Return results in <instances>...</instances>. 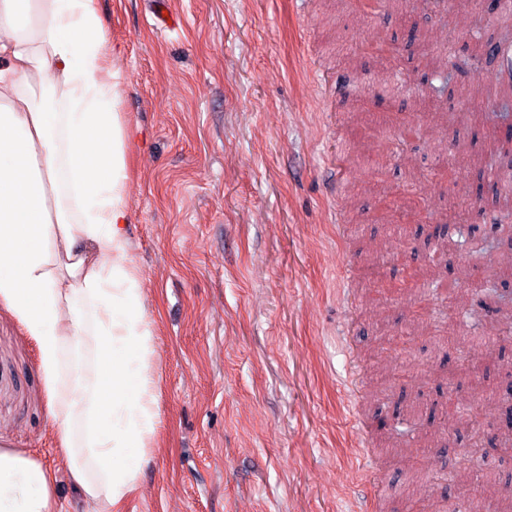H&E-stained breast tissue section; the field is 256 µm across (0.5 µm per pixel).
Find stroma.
I'll list each match as a JSON object with an SVG mask.
<instances>
[{"label":"stroma","mask_w":512,"mask_h":512,"mask_svg":"<svg viewBox=\"0 0 512 512\" xmlns=\"http://www.w3.org/2000/svg\"><path fill=\"white\" fill-rule=\"evenodd\" d=\"M175 29L154 27V0H97L124 93L120 110L134 128L126 151L128 232L142 272L143 304L157 352L156 445L123 512H360L363 487L385 512H409L410 473L390 464L374 437L440 425L476 396L498 397L485 413V443L450 436L457 466L474 477L492 471L512 495V460L493 433L512 409L503 367L463 373L454 386L438 379L459 360L483 357L477 336L493 326L477 305L463 308L470 337L434 349L413 341L391 351L381 335L408 327L409 302L389 299L386 327L357 310L369 281L357 254L376 234L398 232L402 260H389L385 279L404 265L427 262L444 213L468 205V225L489 254L512 246L480 172L421 180L419 223L392 227L372 221L361 188L368 167L346 152L356 116L352 96L337 95L345 56L381 35L405 44L409 28L382 0L373 9L331 8L329 0H163ZM430 44L464 63L469 82H488L497 61L475 52L512 37V17L471 0L460 12L411 8ZM402 96L367 93L368 125L376 130L387 179L403 182L409 168L438 159L431 141L460 138L481 150L487 132L458 124H424L423 139L405 141L387 123L405 96L428 91L417 58L402 55ZM399 371L431 376L420 396L394 383L371 410L368 356ZM49 392L39 350L0 309V451L58 465L45 425Z\"/></svg>","instance_id":"1"}]
</instances>
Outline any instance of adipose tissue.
Instances as JSON below:
<instances>
[{
    "label": "adipose tissue",
    "mask_w": 512,
    "mask_h": 512,
    "mask_svg": "<svg viewBox=\"0 0 512 512\" xmlns=\"http://www.w3.org/2000/svg\"><path fill=\"white\" fill-rule=\"evenodd\" d=\"M97 0H0V306L38 345L60 470L0 451V512H56L66 479L120 512L156 431L155 350L127 226L121 91ZM69 98L47 110L43 81ZM93 353L74 377L69 351Z\"/></svg>",
    "instance_id": "adipose-tissue-1"
}]
</instances>
